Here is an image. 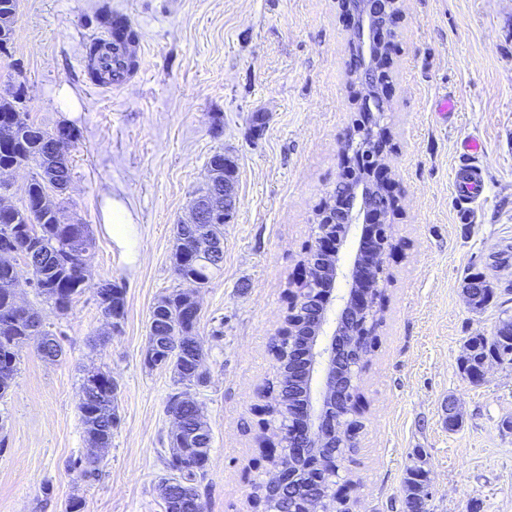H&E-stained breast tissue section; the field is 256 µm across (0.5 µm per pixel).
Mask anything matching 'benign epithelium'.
Segmentation results:
<instances>
[{"label": "benign epithelium", "mask_w": 512, "mask_h": 512, "mask_svg": "<svg viewBox=\"0 0 512 512\" xmlns=\"http://www.w3.org/2000/svg\"><path fill=\"white\" fill-rule=\"evenodd\" d=\"M393 0H341V10L354 17L356 24L352 32L355 48L364 60V67L355 75L352 87V99L361 112V120L353 126L341 140L343 161L342 181L352 178L355 166L353 156L366 160L365 169L371 172L370 185L351 187L349 201L338 209H328L322 218L327 223L343 228L354 224H367L375 217L373 234L369 246L362 247L357 242L353 264L349 275L362 271L361 285H352L349 295L343 298L336 314V328L328 341H321L327 322L328 308L318 304L320 289L303 288L301 296L305 304L317 310L310 325V339L306 340L305 354L300 359L307 360V380L314 373L322 376V385L318 402L307 398L304 403L287 402L285 405L288 431L274 434L282 452L299 461L300 466L292 468L285 464L271 467L265 484L269 487L293 492L296 486L309 474H319L339 466V460L324 452L326 448L336 447L337 437L353 441L356 428L347 424V420L360 413V399L357 396L361 375L365 367L366 353L363 347L369 342L372 332L363 319L379 301V288L388 277L386 257L392 248L388 233L389 215L398 207V198L393 187L383 178V169L390 151L389 141L381 127L383 113L390 111V97L387 86L378 82L376 76L366 73V68L378 65L386 69L392 48L384 29L391 17L390 5ZM370 128L374 137L369 139L368 150L358 151L357 130ZM205 183L209 184L210 195L214 199L204 207L191 203L189 216L182 221L184 225L208 224L222 221L229 223L238 205L237 181L224 177V193L215 188L212 173H207ZM328 236L321 234L306 251L307 270L318 269L331 277V283L343 273L338 253H325ZM486 284L476 278L466 280L463 293L469 304L480 306ZM172 422L171 436L184 439L185 448L173 449L174 455L184 457L199 450L197 446L200 433L186 434L183 422L177 413L170 414Z\"/></svg>", "instance_id": "7a95c632"}]
</instances>
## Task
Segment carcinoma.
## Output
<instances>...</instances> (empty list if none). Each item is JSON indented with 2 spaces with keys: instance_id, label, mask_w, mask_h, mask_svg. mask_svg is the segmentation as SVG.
<instances>
[{
  "instance_id": "1",
  "label": "carcinoma",
  "mask_w": 512,
  "mask_h": 512,
  "mask_svg": "<svg viewBox=\"0 0 512 512\" xmlns=\"http://www.w3.org/2000/svg\"><path fill=\"white\" fill-rule=\"evenodd\" d=\"M17 10V0H0V40L9 43L13 36L12 23ZM100 23L108 28H118L121 37L129 40L136 34L126 28L123 21L112 16L106 5L101 7ZM20 91L0 98V171L20 168L29 164L36 172L28 182L24 204L9 209L0 208V396L5 394L18 371V349L33 343L39 354L49 359L62 354L57 336L43 329L41 312L28 305H16L15 283L20 276L17 258L24 259L30 271L27 283L35 288L43 302L57 313L64 315L77 296L85 292L86 268L96 248V240L88 225L79 224L67 217L61 204L51 193L62 194L71 180L67 150L78 139V132L67 124L52 129L43 127L14 111ZM177 246L173 254L174 270L186 288H179L162 296L154 306L149 335L164 337L162 358H172L177 363L178 375L184 376L195 369L202 357L194 338L197 322L182 317L181 307L189 298V288L196 283L200 272L194 256L196 247L190 237L184 236L183 227H177ZM102 313L109 319L123 316L122 289L111 283L96 288ZM300 337H282L271 344L275 360L281 364L275 380L266 390L268 399L267 424L279 430L286 429L283 419L284 387L291 386L297 394L296 384L289 383L288 357L299 346ZM473 351L462 361L463 373L469 377L479 372L490 359L512 363V318H505L492 336H473L469 341ZM115 380L100 369L87 372L82 379L81 395L77 405L88 441L97 448L112 444V430L117 423L112 387ZM210 449L183 459L169 458L170 471L182 473V480L163 479L159 485L165 508L176 512L180 508L174 499L181 497L185 482H193L207 468ZM339 471L332 469L319 475L315 491L326 497L328 509H335L329 492ZM427 471L420 465L408 468L405 477L408 512H426L425 495ZM256 498L267 502V508L278 512H297L299 505L284 494L269 500L263 484L256 485ZM182 512H203L201 500L186 501Z\"/></svg>"
}]
</instances>
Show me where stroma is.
I'll return each mask as SVG.
<instances>
[{
	"label": "stroma",
	"mask_w": 512,
	"mask_h": 512,
	"mask_svg": "<svg viewBox=\"0 0 512 512\" xmlns=\"http://www.w3.org/2000/svg\"><path fill=\"white\" fill-rule=\"evenodd\" d=\"M104 3L143 48L117 90L93 88L81 65ZM351 27L337 0H18L0 87L23 85L29 120L76 128L58 201L91 228L89 282L123 288L124 314L115 331L93 293L59 317L33 288H18L20 303L42 307L63 355L49 362L23 347L0 397V512H64L75 494L84 512H164L166 404L181 386L146 365L148 328L156 301L181 286L173 226L218 151L237 163L239 204L224 227V264L199 291L207 381L190 393L213 442L197 487L204 512H262L270 340L315 241V213L343 173L339 139L361 117L347 84ZM397 30L383 125L398 213L383 321L359 385L357 448L340 471L345 507L407 512L404 478L419 462L428 512H512V364L488 361L478 383L461 370L469 338L512 316V0H403ZM63 88L78 111L64 109ZM470 139L482 146L485 189L464 224L452 180ZM109 200L132 219L124 236L108 232ZM475 276L492 289L481 309L462 294ZM97 368L118 384L119 422L111 447L95 451L76 404ZM451 397L462 408L453 429ZM94 452L96 470L80 476L75 461Z\"/></svg>",
	"instance_id": "stroma-1"
}]
</instances>
